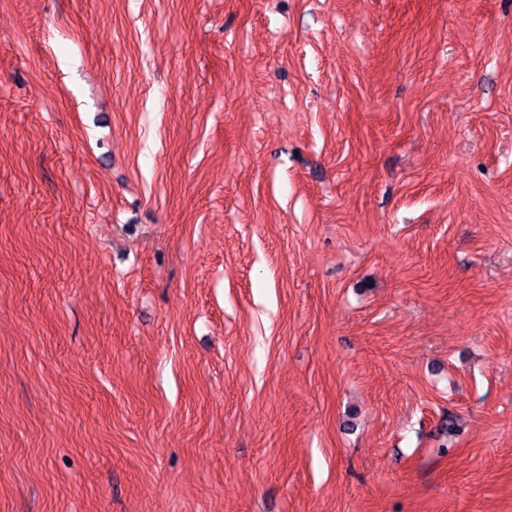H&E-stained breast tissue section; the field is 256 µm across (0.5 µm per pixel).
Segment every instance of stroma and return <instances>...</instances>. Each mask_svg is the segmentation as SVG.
<instances>
[{
	"label": "stroma",
	"instance_id": "obj_1",
	"mask_svg": "<svg viewBox=\"0 0 512 512\" xmlns=\"http://www.w3.org/2000/svg\"><path fill=\"white\" fill-rule=\"evenodd\" d=\"M0 512H512V0H0Z\"/></svg>",
	"mask_w": 512,
	"mask_h": 512
}]
</instances>
